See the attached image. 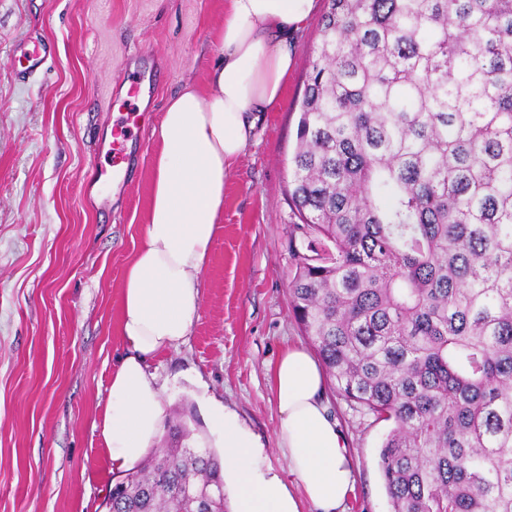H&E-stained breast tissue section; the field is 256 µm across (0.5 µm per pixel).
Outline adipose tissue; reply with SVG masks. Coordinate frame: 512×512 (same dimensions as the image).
I'll use <instances>...</instances> for the list:
<instances>
[{
	"label": "adipose tissue",
	"mask_w": 512,
	"mask_h": 512,
	"mask_svg": "<svg viewBox=\"0 0 512 512\" xmlns=\"http://www.w3.org/2000/svg\"><path fill=\"white\" fill-rule=\"evenodd\" d=\"M314 8L315 0H227L221 55L206 87L185 84L165 108L145 234L121 294L127 353L112 371L98 426L113 470H126L156 443L165 410L149 362L190 334L224 211L225 173L251 142L261 114L282 101L294 65L288 40ZM271 388L290 479L267 464L259 438L234 410L214 409L232 512H303L307 503L314 512H344L353 464L321 367L304 347L288 346Z\"/></svg>",
	"instance_id": "ef3b65f1"
}]
</instances>
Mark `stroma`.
<instances>
[{"mask_svg": "<svg viewBox=\"0 0 512 512\" xmlns=\"http://www.w3.org/2000/svg\"><path fill=\"white\" fill-rule=\"evenodd\" d=\"M226 0H0V512H107L118 475L96 425L112 370L126 267L145 233L156 130L184 83L205 85L220 54ZM328 0L294 35L282 102L224 179V212L184 344L153 359L166 416H192L191 447L220 450L215 403L258 435L287 475L270 375L284 349L310 341L293 318L288 192L298 103ZM51 42L43 71L18 74L29 37ZM156 77L128 141L124 185L89 190L111 160L95 146L112 129L127 79ZM329 405L354 465L345 512H391L378 465L387 423Z\"/></svg>", "mask_w": 512, "mask_h": 512, "instance_id": "1", "label": "stroma"}]
</instances>
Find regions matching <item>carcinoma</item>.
<instances>
[{
    "label": "carcinoma",
    "mask_w": 512,
    "mask_h": 512,
    "mask_svg": "<svg viewBox=\"0 0 512 512\" xmlns=\"http://www.w3.org/2000/svg\"><path fill=\"white\" fill-rule=\"evenodd\" d=\"M292 313L392 423V512H512V0H328L300 105ZM110 512H227L183 417Z\"/></svg>",
    "instance_id": "1"
}]
</instances>
